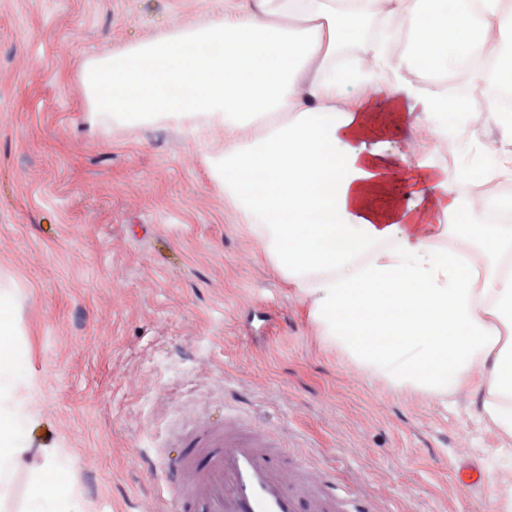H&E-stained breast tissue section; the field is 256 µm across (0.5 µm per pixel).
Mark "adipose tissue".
<instances>
[{"label": "adipose tissue", "mask_w": 512, "mask_h": 512, "mask_svg": "<svg viewBox=\"0 0 512 512\" xmlns=\"http://www.w3.org/2000/svg\"><path fill=\"white\" fill-rule=\"evenodd\" d=\"M224 0L222 17L85 60L95 117L173 120L210 142L212 178L247 231L310 307L323 342L365 376L432 398L466 390L480 420L512 447V226L453 224L467 171L429 168L406 206L388 203L394 167L379 126L467 140V120L498 130L512 179V116L422 89L407 71L444 70L462 53L512 43V0ZM407 30L410 59L370 49L368 68L336 64L360 24ZM378 119H371V112ZM37 387L0 357V503L25 474L14 512H89L66 486L61 449L33 447L14 419L36 424Z\"/></svg>", "instance_id": "obj_1"}]
</instances>
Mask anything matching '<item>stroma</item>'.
I'll return each instance as SVG.
<instances>
[{
  "mask_svg": "<svg viewBox=\"0 0 512 512\" xmlns=\"http://www.w3.org/2000/svg\"><path fill=\"white\" fill-rule=\"evenodd\" d=\"M224 0H0V278L22 295L18 368L35 443L64 448L95 512H174L142 459L235 411L375 512H488L465 467L512 481V455L466 394L365 378L246 232L175 124L92 122L82 61L222 14ZM397 177L441 148L404 126Z\"/></svg>",
  "mask_w": 512,
  "mask_h": 512,
  "instance_id": "35a3bbf8",
  "label": "stroma"
}]
</instances>
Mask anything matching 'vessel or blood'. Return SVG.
<instances>
[{
  "label": "vessel or blood",
  "instance_id": "1",
  "mask_svg": "<svg viewBox=\"0 0 512 512\" xmlns=\"http://www.w3.org/2000/svg\"><path fill=\"white\" fill-rule=\"evenodd\" d=\"M181 439L166 466L176 512H363L354 498L332 493L321 470L289 464L270 433L238 415L197 423Z\"/></svg>",
  "mask_w": 512,
  "mask_h": 512
}]
</instances>
